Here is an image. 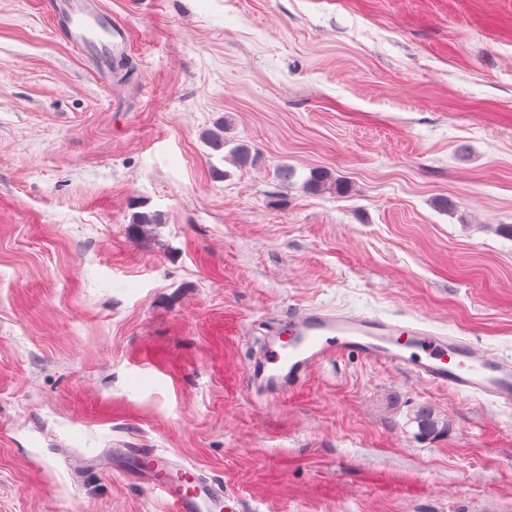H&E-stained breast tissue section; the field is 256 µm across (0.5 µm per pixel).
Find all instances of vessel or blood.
Masks as SVG:
<instances>
[{
    "label": "vessel or blood",
    "mask_w": 512,
    "mask_h": 512,
    "mask_svg": "<svg viewBox=\"0 0 512 512\" xmlns=\"http://www.w3.org/2000/svg\"><path fill=\"white\" fill-rule=\"evenodd\" d=\"M64 38L99 56L124 51L128 33L93 0H50ZM354 354L392 366L455 393L512 408V356H496L470 338L437 331L423 318L346 313L325 305L298 308L280 335L265 340L248 363L252 385L271 393L293 390L325 360ZM76 467L121 470L165 498L170 512H239V500L214 480L194 474L152 448H116L78 459Z\"/></svg>",
    "instance_id": "1"
}]
</instances>
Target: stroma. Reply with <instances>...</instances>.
<instances>
[{
	"instance_id": "obj_1",
	"label": "stroma",
	"mask_w": 512,
	"mask_h": 512,
	"mask_svg": "<svg viewBox=\"0 0 512 512\" xmlns=\"http://www.w3.org/2000/svg\"><path fill=\"white\" fill-rule=\"evenodd\" d=\"M98 6L125 78L0 0V512H167L73 468L124 447L242 512H512V409L354 355L284 396L247 378L309 304L512 356V0ZM221 118L257 162L204 143ZM316 167L347 191L305 192Z\"/></svg>"
}]
</instances>
